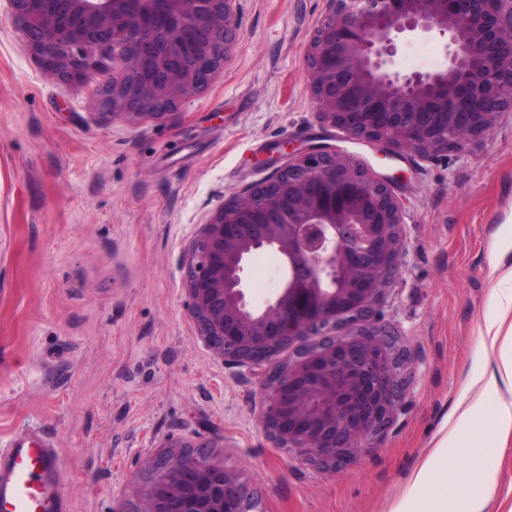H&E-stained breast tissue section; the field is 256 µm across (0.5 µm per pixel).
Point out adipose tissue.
I'll return each instance as SVG.
<instances>
[{"mask_svg": "<svg viewBox=\"0 0 512 512\" xmlns=\"http://www.w3.org/2000/svg\"><path fill=\"white\" fill-rule=\"evenodd\" d=\"M479 353L494 356L496 375L481 376L469 383L457 400L454 422L443 424L438 440L389 512H485L483 498L462 496L456 483L436 476L437 470L447 465L448 454L452 451L474 463H484V443L476 438L464 441L458 436L460 424L468 421L476 409L494 414L499 433L512 432V401L502 398L499 385L503 379L512 383V329L506 335L491 336L489 343L480 344Z\"/></svg>", "mask_w": 512, "mask_h": 512, "instance_id": "adipose-tissue-1", "label": "adipose tissue"}]
</instances>
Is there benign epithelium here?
Segmentation results:
<instances>
[{"label": "benign epithelium", "instance_id": "obj_1", "mask_svg": "<svg viewBox=\"0 0 512 512\" xmlns=\"http://www.w3.org/2000/svg\"><path fill=\"white\" fill-rule=\"evenodd\" d=\"M237 0H8L25 47L66 83L109 71L107 114L165 120L203 89L239 28ZM305 56L316 108L358 141L427 157L485 138L512 112V0H326ZM448 37V65L400 76L385 68L403 32ZM221 205L194 239L186 276L199 335L235 366L293 349L267 378L261 423L272 441L322 471L390 426L404 383L376 305L397 271L403 204L390 180L325 144ZM274 249L287 272L263 309L243 288L247 258ZM133 488L134 512H257L241 473L174 440Z\"/></svg>", "mask_w": 512, "mask_h": 512}]
</instances>
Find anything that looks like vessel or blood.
Returning <instances> with one entry per match:
<instances>
[{
	"mask_svg": "<svg viewBox=\"0 0 512 512\" xmlns=\"http://www.w3.org/2000/svg\"><path fill=\"white\" fill-rule=\"evenodd\" d=\"M53 441L39 428L18 430L0 449V512H72Z\"/></svg>",
	"mask_w": 512,
	"mask_h": 512,
	"instance_id": "1",
	"label": "vessel or blood"
}]
</instances>
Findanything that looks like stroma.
<instances>
[{"label": "stroma", "mask_w": 512, "mask_h": 512, "mask_svg": "<svg viewBox=\"0 0 512 512\" xmlns=\"http://www.w3.org/2000/svg\"><path fill=\"white\" fill-rule=\"evenodd\" d=\"M325 0H240L238 37L208 85L166 120L105 115V74L51 78L0 0V446L52 435L73 512H133L162 445L182 439L241 472L260 512H387L437 439L512 268V112L483 140L422 158L348 139L313 106L304 63ZM446 64L445 41L406 32L388 69ZM335 145L391 177L405 210L398 270L378 304L406 380L387 431L324 472L261 423L271 370L225 364L187 303V254L209 214L272 172L277 143ZM280 256H249L243 288L265 308ZM484 473L448 474L512 512V436Z\"/></svg>", "instance_id": "obj_1"}]
</instances>
